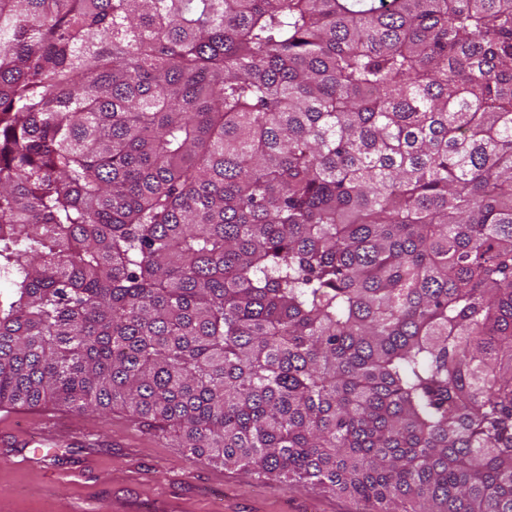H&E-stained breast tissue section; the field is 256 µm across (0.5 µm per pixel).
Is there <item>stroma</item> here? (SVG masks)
<instances>
[{
  "label": "stroma",
  "instance_id": "1",
  "mask_svg": "<svg viewBox=\"0 0 512 512\" xmlns=\"http://www.w3.org/2000/svg\"><path fill=\"white\" fill-rule=\"evenodd\" d=\"M79 436L60 435L47 457L31 459L34 418L0 427V512H102L112 500L171 499L184 512H364L350 497L254 475L195 458L174 430L128 412L108 421L77 415Z\"/></svg>",
  "mask_w": 512,
  "mask_h": 512
}]
</instances>
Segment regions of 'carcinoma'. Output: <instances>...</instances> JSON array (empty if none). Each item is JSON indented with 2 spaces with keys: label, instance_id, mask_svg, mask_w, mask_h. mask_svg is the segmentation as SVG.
<instances>
[{
  "label": "carcinoma",
  "instance_id": "obj_1",
  "mask_svg": "<svg viewBox=\"0 0 512 512\" xmlns=\"http://www.w3.org/2000/svg\"><path fill=\"white\" fill-rule=\"evenodd\" d=\"M0 280V406L512 512V0H0Z\"/></svg>",
  "mask_w": 512,
  "mask_h": 512
}]
</instances>
